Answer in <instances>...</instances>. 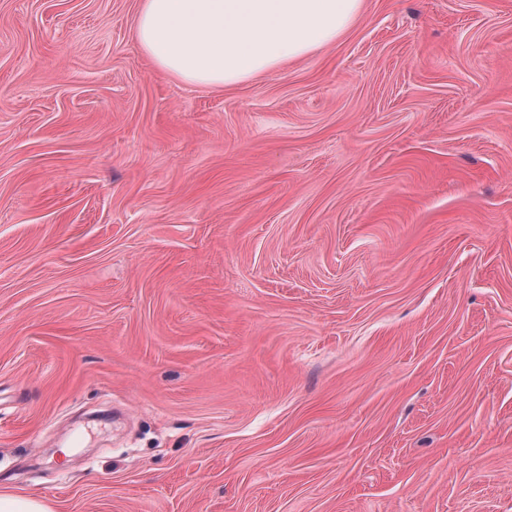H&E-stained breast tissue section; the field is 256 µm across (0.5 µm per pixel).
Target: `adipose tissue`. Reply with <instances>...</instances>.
Wrapping results in <instances>:
<instances>
[{
    "label": "adipose tissue",
    "mask_w": 512,
    "mask_h": 512,
    "mask_svg": "<svg viewBox=\"0 0 512 512\" xmlns=\"http://www.w3.org/2000/svg\"><path fill=\"white\" fill-rule=\"evenodd\" d=\"M362 0H141L135 38L160 71L224 88L336 41Z\"/></svg>",
    "instance_id": "1"
}]
</instances>
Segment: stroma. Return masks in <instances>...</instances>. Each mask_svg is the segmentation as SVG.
I'll return each instance as SVG.
<instances>
[{
	"instance_id": "stroma-1",
	"label": "stroma",
	"mask_w": 512,
	"mask_h": 512,
	"mask_svg": "<svg viewBox=\"0 0 512 512\" xmlns=\"http://www.w3.org/2000/svg\"><path fill=\"white\" fill-rule=\"evenodd\" d=\"M139 5L0 0V492L512 512V0L224 89Z\"/></svg>"
}]
</instances>
